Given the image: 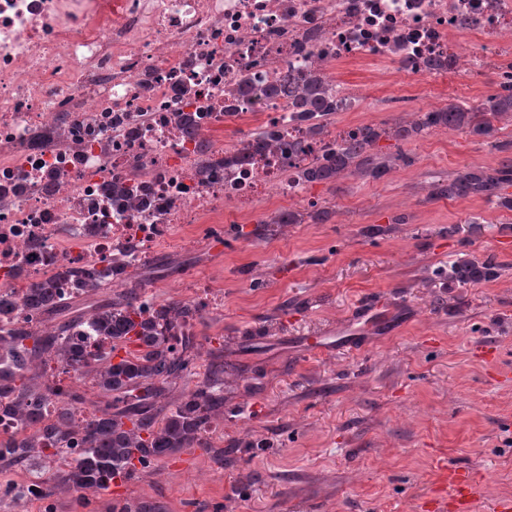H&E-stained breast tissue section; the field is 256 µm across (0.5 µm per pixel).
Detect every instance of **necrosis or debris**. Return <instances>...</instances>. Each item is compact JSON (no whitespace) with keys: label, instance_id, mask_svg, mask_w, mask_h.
<instances>
[{"label":"necrosis or debris","instance_id":"4bbe7bcc","mask_svg":"<svg viewBox=\"0 0 512 512\" xmlns=\"http://www.w3.org/2000/svg\"><path fill=\"white\" fill-rule=\"evenodd\" d=\"M504 56L512 0H0V288L122 249L137 266L180 227L223 237L229 202L304 200L300 170L357 130L306 136L293 96L310 72L358 112L337 65L399 69L389 112L438 64L471 85ZM268 135L270 152L232 161Z\"/></svg>","mask_w":512,"mask_h":512}]
</instances>
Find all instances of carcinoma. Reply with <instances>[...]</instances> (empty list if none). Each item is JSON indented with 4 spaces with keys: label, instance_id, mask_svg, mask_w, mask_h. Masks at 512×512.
I'll list each match as a JSON object with an SVG mask.
<instances>
[{
    "label": "carcinoma",
    "instance_id": "obj_1",
    "mask_svg": "<svg viewBox=\"0 0 512 512\" xmlns=\"http://www.w3.org/2000/svg\"><path fill=\"white\" fill-rule=\"evenodd\" d=\"M294 107L304 118L328 114L336 103L326 98L323 80L305 78ZM512 112V89L486 97L477 110L450 104L426 112L410 126L400 128L397 137L407 138L433 127L465 130L479 138L493 136V120ZM384 131L364 125L326 156L325 162L301 170L304 183H334L350 170L380 180L392 170V160L405 165L412 159L375 151ZM512 157L492 168H465L430 184L428 200L481 196L498 207L512 211ZM498 263L492 256L463 259L448 268L450 283L477 286L496 276ZM82 294L85 306L73 305L62 296L58 278L11 289L0 296V414L14 421L20 432L0 438V461L34 465L36 458L59 457L70 449L72 461L54 476V485H66L74 492L107 488L115 480L128 482L153 462L162 461L182 448L203 442V434L215 415L224 411V363H212L209 377L194 390L164 410L158 402L166 397L167 386L188 370L195 347L188 328L199 309L182 302L164 303L151 314L144 313L138 286L112 299L98 297L105 277L93 271L71 267L62 272ZM37 311L60 318L49 333L12 326L16 309ZM88 323L108 340L104 351H83L69 343L70 332ZM55 361L71 367L77 376H90L104 400L94 405L88 420L78 426L73 415L86 403L80 387L61 389L36 381L34 371ZM84 447L76 448L74 444Z\"/></svg>",
    "mask_w": 512,
    "mask_h": 512
}]
</instances>
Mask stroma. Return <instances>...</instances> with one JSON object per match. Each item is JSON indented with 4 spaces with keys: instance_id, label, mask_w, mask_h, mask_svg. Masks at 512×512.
I'll list each match as a JSON object with an SVG mask.
<instances>
[{
    "instance_id": "stroma-1",
    "label": "stroma",
    "mask_w": 512,
    "mask_h": 512,
    "mask_svg": "<svg viewBox=\"0 0 512 512\" xmlns=\"http://www.w3.org/2000/svg\"><path fill=\"white\" fill-rule=\"evenodd\" d=\"M497 83L494 71L477 89L423 81L414 104L462 106ZM494 128L489 140L462 130L381 137L380 152L403 150L413 164L377 181L349 173L310 184L331 211L323 224L295 203L302 223L264 227L280 210L270 203L237 229L226 207L220 240L177 229L152 263L185 266L224 305L192 320L193 360L168 399L194 389L221 352L222 431L92 494L89 506L58 489L23 512H109L117 497L156 512H415L445 466L478 477L474 512L512 497V211L479 197L426 199L435 179L497 165L512 118ZM369 225L385 231L365 236ZM489 255L497 278L444 285L451 264ZM368 299L388 314L358 351L307 350L304 339L347 324Z\"/></svg>"
}]
</instances>
